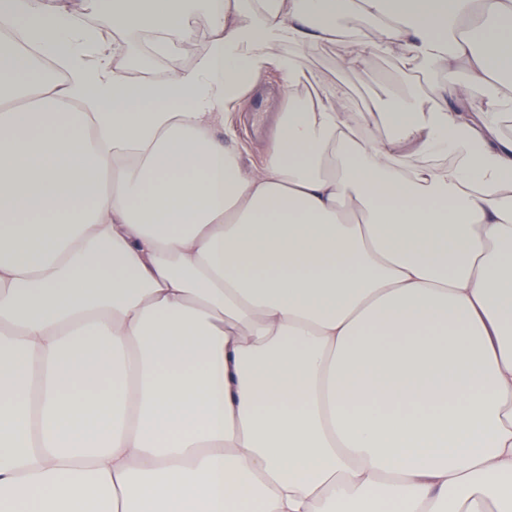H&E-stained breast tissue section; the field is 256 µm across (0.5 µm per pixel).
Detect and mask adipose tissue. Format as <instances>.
<instances>
[{
	"instance_id": "1",
	"label": "adipose tissue",
	"mask_w": 512,
	"mask_h": 512,
	"mask_svg": "<svg viewBox=\"0 0 512 512\" xmlns=\"http://www.w3.org/2000/svg\"><path fill=\"white\" fill-rule=\"evenodd\" d=\"M97 2L160 88L0 0V512H512V0ZM354 13L465 75L385 146L267 51ZM271 68L255 164L225 141ZM142 32H117L114 39L120 46V52L116 61L122 64L127 75L132 80H143L154 84H162L167 75V60L163 57H152L146 66L140 63V59L150 54L151 41L145 45L138 37Z\"/></svg>"
}]
</instances>
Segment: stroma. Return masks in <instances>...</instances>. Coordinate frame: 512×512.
I'll return each mask as SVG.
<instances>
[{"instance_id":"35a3bbf8","label":"stroma","mask_w":512,"mask_h":512,"mask_svg":"<svg viewBox=\"0 0 512 512\" xmlns=\"http://www.w3.org/2000/svg\"><path fill=\"white\" fill-rule=\"evenodd\" d=\"M372 36L370 19L360 16L346 22L334 42L299 48L287 43L274 45L273 53L293 58L306 75L319 82L340 87L346 108L351 116L367 121L372 140L388 143L393 130L381 115L380 104L388 97L411 94L431 107L438 76L429 61H420L415 70H407L400 54L368 49L363 65L354 69L342 66L341 57L354 33ZM120 47L117 56L130 79L162 84L167 75V61L151 56L150 48L139 39L138 32L115 33Z\"/></svg>"}]
</instances>
